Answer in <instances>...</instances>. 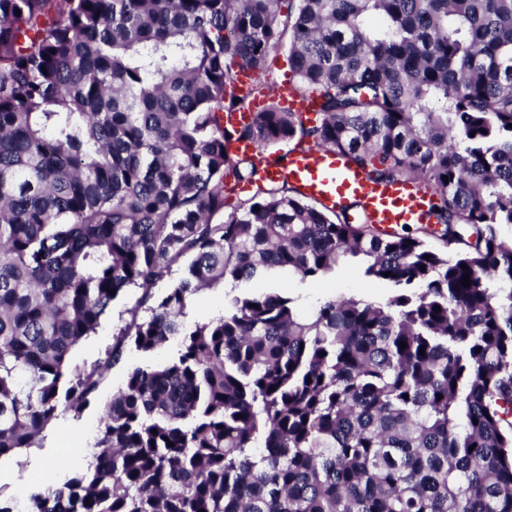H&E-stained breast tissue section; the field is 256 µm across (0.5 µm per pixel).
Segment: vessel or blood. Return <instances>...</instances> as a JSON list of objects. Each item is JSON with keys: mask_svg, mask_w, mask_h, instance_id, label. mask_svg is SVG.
I'll return each mask as SVG.
<instances>
[{"mask_svg": "<svg viewBox=\"0 0 512 512\" xmlns=\"http://www.w3.org/2000/svg\"><path fill=\"white\" fill-rule=\"evenodd\" d=\"M256 76L246 69L236 70L231 85L236 95L249 98L250 108L226 113L224 121L239 126L249 119L250 110L263 101L255 92ZM283 105L299 117L318 110L315 96L303 95L281 86L277 90ZM260 176L269 183L285 182L322 207L338 211L357 205L367 224L389 231L400 225L430 224L434 200L415 183H386L370 179L345 156L325 148L290 149L280 161H265Z\"/></svg>", "mask_w": 512, "mask_h": 512, "instance_id": "b4317fda", "label": "vessel or blood"}]
</instances>
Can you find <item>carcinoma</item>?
<instances>
[{"instance_id": "1", "label": "carcinoma", "mask_w": 512, "mask_h": 512, "mask_svg": "<svg viewBox=\"0 0 512 512\" xmlns=\"http://www.w3.org/2000/svg\"><path fill=\"white\" fill-rule=\"evenodd\" d=\"M297 2L0 0V458L88 407L125 341L178 342L104 405L87 467L23 504L0 486V512H512V0ZM285 44L320 120L260 83L225 126L248 108L233 69L260 77ZM231 140L416 181L436 227L332 218ZM229 177L256 190L227 214ZM349 259L395 293L307 316L228 293L187 320L203 290ZM134 288L148 315L72 366ZM256 76L253 72L246 69L236 70L231 78V85L236 95L250 99V109L243 111L228 112L224 116L226 125L240 126L249 119V113L259 109L263 105L261 99L255 93Z\"/></svg>"}]
</instances>
